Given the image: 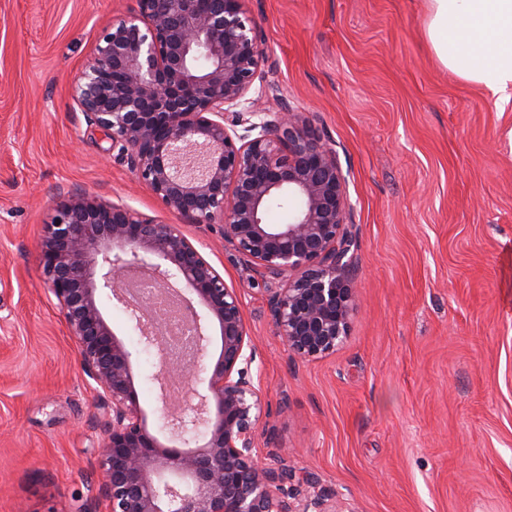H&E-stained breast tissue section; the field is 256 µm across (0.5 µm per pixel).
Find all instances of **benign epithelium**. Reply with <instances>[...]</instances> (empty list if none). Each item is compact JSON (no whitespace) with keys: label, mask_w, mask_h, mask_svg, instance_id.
I'll use <instances>...</instances> for the list:
<instances>
[{"label":"benign epithelium","mask_w":512,"mask_h":512,"mask_svg":"<svg viewBox=\"0 0 512 512\" xmlns=\"http://www.w3.org/2000/svg\"><path fill=\"white\" fill-rule=\"evenodd\" d=\"M264 59L245 0H138L135 13L98 34L72 95L87 125L170 210L198 225L222 224L224 242L246 258L244 273L285 279L270 289L274 330L309 360L349 335L347 179L336 150L301 113L259 112L248 98ZM278 196L293 203L288 223L267 224L265 208ZM36 259L106 409L102 481L79 512H354L311 481L303 493L289 490L291 471L259 461L264 397L242 301L183 225L82 192L55 205ZM131 272L147 273L186 304L192 362L165 351L160 326L145 319L149 302L127 301ZM105 290L158 352L168 445L148 429L133 354L100 308ZM213 324L221 350L202 367L208 394L171 393L168 381L187 379L207 356Z\"/></svg>","instance_id":"obj_1"}]
</instances>
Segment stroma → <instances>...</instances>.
I'll return each instance as SVG.
<instances>
[{
  "label": "stroma",
  "mask_w": 512,
  "mask_h": 512,
  "mask_svg": "<svg viewBox=\"0 0 512 512\" xmlns=\"http://www.w3.org/2000/svg\"><path fill=\"white\" fill-rule=\"evenodd\" d=\"M136 0H0V512H77L99 478L105 410L36 264L57 201L90 192L183 225L240 293L267 414L264 462L357 512H512V98L439 65L428 0H246L265 52L249 95L302 112L347 177L350 334L303 361L263 274L219 225L168 210L88 127L71 93L98 31ZM149 430L158 358L125 309Z\"/></svg>",
  "instance_id": "stroma-1"
}]
</instances>
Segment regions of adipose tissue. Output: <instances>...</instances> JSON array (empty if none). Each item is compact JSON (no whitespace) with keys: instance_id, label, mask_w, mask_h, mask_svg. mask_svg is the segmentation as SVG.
Listing matches in <instances>:
<instances>
[{"instance_id":"adipose-tissue-1","label":"adipose tissue","mask_w":512,"mask_h":512,"mask_svg":"<svg viewBox=\"0 0 512 512\" xmlns=\"http://www.w3.org/2000/svg\"><path fill=\"white\" fill-rule=\"evenodd\" d=\"M425 34L439 63L512 97V0H429Z\"/></svg>"}]
</instances>
